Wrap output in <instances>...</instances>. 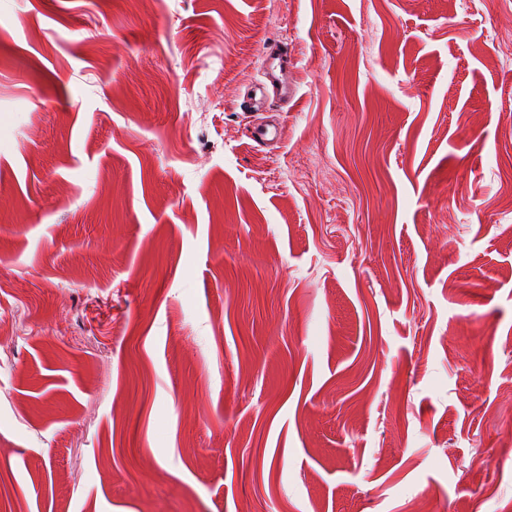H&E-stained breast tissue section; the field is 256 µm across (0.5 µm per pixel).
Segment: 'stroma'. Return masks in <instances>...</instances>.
<instances>
[{"mask_svg": "<svg viewBox=\"0 0 512 512\" xmlns=\"http://www.w3.org/2000/svg\"><path fill=\"white\" fill-rule=\"evenodd\" d=\"M0 332V512H503L512 0H0Z\"/></svg>", "mask_w": 512, "mask_h": 512, "instance_id": "stroma-1", "label": "stroma"}]
</instances>
